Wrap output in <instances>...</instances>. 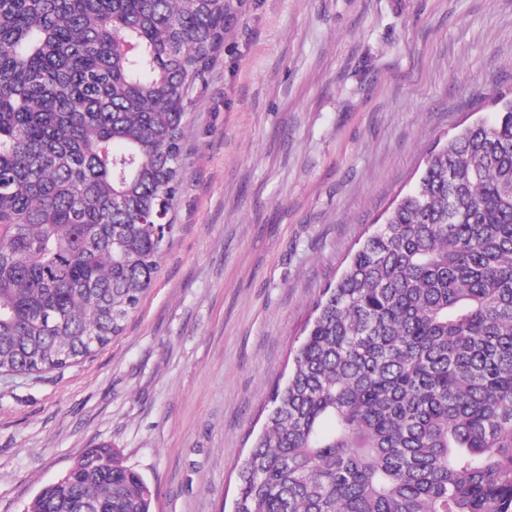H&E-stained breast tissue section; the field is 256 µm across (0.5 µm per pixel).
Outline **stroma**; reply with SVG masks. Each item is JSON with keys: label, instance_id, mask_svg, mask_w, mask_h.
<instances>
[{"label": "stroma", "instance_id": "1", "mask_svg": "<svg viewBox=\"0 0 512 512\" xmlns=\"http://www.w3.org/2000/svg\"><path fill=\"white\" fill-rule=\"evenodd\" d=\"M159 271L79 365L0 377V512L117 448L152 512H232L314 302L429 151L512 98V0H234Z\"/></svg>", "mask_w": 512, "mask_h": 512}]
</instances>
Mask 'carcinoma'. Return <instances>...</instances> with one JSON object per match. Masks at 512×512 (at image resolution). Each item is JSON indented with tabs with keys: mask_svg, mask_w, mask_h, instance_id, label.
<instances>
[{
	"mask_svg": "<svg viewBox=\"0 0 512 512\" xmlns=\"http://www.w3.org/2000/svg\"><path fill=\"white\" fill-rule=\"evenodd\" d=\"M231 2L0 0V374L79 364L123 332L174 228ZM494 105L316 299L238 512H512V99ZM152 497L102 445L26 512Z\"/></svg>",
	"mask_w": 512,
	"mask_h": 512,
	"instance_id": "obj_1",
	"label": "carcinoma"
}]
</instances>
